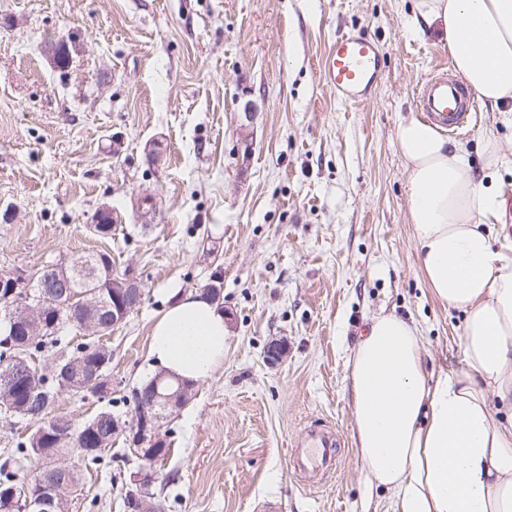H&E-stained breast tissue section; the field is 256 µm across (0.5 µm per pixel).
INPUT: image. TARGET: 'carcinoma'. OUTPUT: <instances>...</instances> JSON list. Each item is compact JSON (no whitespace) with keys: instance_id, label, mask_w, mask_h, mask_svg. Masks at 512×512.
Instances as JSON below:
<instances>
[{"instance_id":"1","label":"carcinoma","mask_w":512,"mask_h":512,"mask_svg":"<svg viewBox=\"0 0 512 512\" xmlns=\"http://www.w3.org/2000/svg\"><path fill=\"white\" fill-rule=\"evenodd\" d=\"M73 264L89 270L86 275H74L67 289L73 295L93 293L101 303L99 326L95 334L75 344L63 341V336L47 337L48 325L62 310L68 299L58 295L45 307L46 324L38 334L29 335L23 326L15 327L0 317V327L7 331L0 338V411L37 421L40 426L28 438L18 443L17 455L37 461V469L49 470L53 464L67 458L70 450L93 448L104 442L112 444L114 437L108 429L102 434L80 432L64 413L56 411L62 395L82 394L89 387L87 373L105 359L112 360L111 351L100 343L101 337L112 332V259L106 254L86 255L73 260ZM65 357L72 365L70 382L63 384L53 367L39 369L34 358L46 351ZM28 363V368L12 375L9 367L16 356ZM69 476L55 483L54 512H67L69 496L78 485L79 472L67 467ZM29 484L27 477L18 475L8 464L0 466V512H16L12 502L13 492Z\"/></svg>"}]
</instances>
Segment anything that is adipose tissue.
<instances>
[{"mask_svg": "<svg viewBox=\"0 0 512 512\" xmlns=\"http://www.w3.org/2000/svg\"><path fill=\"white\" fill-rule=\"evenodd\" d=\"M423 27L448 44L454 68L491 109L512 103V0H416ZM406 165L410 222L432 296L462 311L465 370L429 374L415 324L390 313L372 320L349 358L353 438L367 473L393 494L394 512H512V253L494 222L503 166L484 129L487 177L462 147L409 117L396 132ZM219 302L195 291L173 299L152 326L149 356L171 379L209 378L224 361Z\"/></svg>", "mask_w": 512, "mask_h": 512, "instance_id": "ef3b65f1", "label": "adipose tissue"}]
</instances>
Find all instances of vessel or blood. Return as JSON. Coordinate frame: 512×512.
Masks as SVG:
<instances>
[{
	"label": "vessel or blood",
	"mask_w": 512,
	"mask_h": 512,
	"mask_svg": "<svg viewBox=\"0 0 512 512\" xmlns=\"http://www.w3.org/2000/svg\"><path fill=\"white\" fill-rule=\"evenodd\" d=\"M381 57L376 43L368 38L343 34L325 56L320 76L337 98L352 104L368 103L379 81ZM424 118L441 131L456 134L464 130L476 112L466 88L448 72L434 74L416 97ZM340 441L326 426L310 427L295 444L292 466L302 477L326 480L336 468Z\"/></svg>",
	"instance_id": "b4317fda"
}]
</instances>
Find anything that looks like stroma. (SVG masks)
I'll list each match as a JSON object with an SVG mask.
<instances>
[{"instance_id": "stroma-1", "label": "stroma", "mask_w": 512, "mask_h": 512, "mask_svg": "<svg viewBox=\"0 0 512 512\" xmlns=\"http://www.w3.org/2000/svg\"><path fill=\"white\" fill-rule=\"evenodd\" d=\"M349 32L384 56L364 105L320 79ZM52 41L66 42V67ZM449 60L414 0H0V273L101 252L145 292L102 339L111 406L65 396L60 411L78 425L106 407L131 418L154 318L221 277L224 363L161 423L171 451L151 490L166 512H393L355 448L348 357L395 313L420 327L435 372L465 366L463 315L418 269L396 140ZM488 127L512 159V124L485 105L448 139L478 174ZM105 205L107 238L91 229ZM274 339L287 344L277 365ZM314 424L341 448L331 480L311 486L290 452ZM111 456L82 471L69 512H131L122 486L139 463L121 439Z\"/></svg>"}]
</instances>
